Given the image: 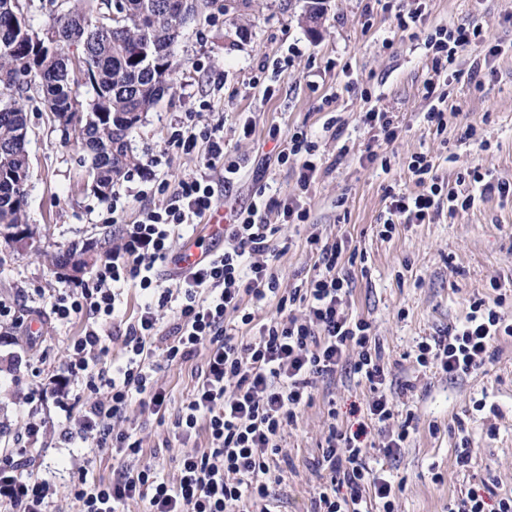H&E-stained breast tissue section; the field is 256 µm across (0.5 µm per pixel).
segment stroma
Returning <instances> with one entry per match:
<instances>
[{
    "instance_id": "obj_1",
    "label": "stroma",
    "mask_w": 512,
    "mask_h": 512,
    "mask_svg": "<svg viewBox=\"0 0 512 512\" xmlns=\"http://www.w3.org/2000/svg\"><path fill=\"white\" fill-rule=\"evenodd\" d=\"M305 5L251 0L227 16L203 11L173 45L171 88L131 131L130 146L142 168L173 187L196 174L204 156L200 150L166 151L175 127L187 120L223 125L224 160L241 170L218 203L241 206L261 186L281 201L298 196L297 166L277 162L272 148L296 128L316 133L321 168L303 199L308 219L283 226L290 248L276 270L281 290L305 284L314 273L316 257L306 244L314 232L347 238L363 255L346 268L354 288L350 311L370 322L393 380L395 419L389 428L405 421L410 431L404 448L390 456L384 435H374L367 463L392 476L394 512H448L452 497L483 482L512 496V337L493 344L487 372L467 378L451 380L415 362L422 338L446 335L465 318L470 301L493 298L491 281L512 290V197L485 195L454 217L443 205L430 223L397 225L388 239L378 234L387 217V190H417L408 168L414 154L431 157L439 176L451 183L475 168L487 181L512 183V0H428L425 24L410 33L398 29L380 0H325L322 24L313 33L303 20ZM470 23L482 25L487 40L461 52L449 70L453 112L439 135L423 121L429 102L422 87L431 74L424 40L433 26ZM493 45L501 46V55L490 57L478 80H470L473 61L488 57ZM372 105L392 113L395 140L385 141L380 129L360 122V113ZM26 113L31 236L18 247L0 238V303L21 323L10 343H0V449L14 447L27 423L37 424L31 472L46 481L52 512H72V473L86 467L108 479L112 457L67 447L62 411L49 401L30 404L33 390L47 382L69 338L82 328L78 322L59 326L49 296L90 279L50 268L42 254L89 247L105 261L106 239L117 235L118 224L134 222L144 205L163 197H141L144 183L126 176L116 185L125 209L112 213L111 200L91 190L76 139H63L40 100L29 102ZM249 118L255 132L246 138L242 126ZM331 118L336 129L328 132L324 125ZM470 128L476 131L471 138L465 135ZM371 152L376 162H368ZM370 397L367 386L347 376L317 382L312 404L281 442L284 481L270 491L271 512H308L320 482L317 462L329 405L345 416L365 408ZM478 400L483 410H474ZM135 418L145 458L155 459L167 477L176 476V460L187 447L207 445L203 434L181 443L150 413ZM464 434L470 463L462 467L456 450Z\"/></svg>"
}]
</instances>
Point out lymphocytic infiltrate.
<instances>
[{
	"label": "lymphocytic infiltrate",
	"mask_w": 512,
	"mask_h": 512,
	"mask_svg": "<svg viewBox=\"0 0 512 512\" xmlns=\"http://www.w3.org/2000/svg\"><path fill=\"white\" fill-rule=\"evenodd\" d=\"M481 25L434 27L425 40L431 53V77L423 95L432 106L423 115L436 133L447 128L448 95L439 80L454 66L460 52L485 42ZM204 146V164L183 179L158 206L143 208L139 219L122 227L121 243L80 288H62L51 296V311L60 325L82 320L83 329L67 347L66 359L39 398H61L73 389L82 404L62 402L66 425L63 439L111 454L113 474L105 482L80 473L70 486L76 512H129L133 503L143 512H255L283 481L276 458L287 428L295 426L313 401L317 382L349 371L368 385L372 397L367 419L357 427L329 424L319 466L322 481L309 512H394L392 481L376 475L365 461L369 427L394 417L392 380L382 361L370 323L349 311L353 286L342 274L343 263H355L356 253L344 242L311 234L307 243L316 254L315 273L306 287L281 291L275 263L288 249L281 227L269 223L274 201L256 192L242 207L230 208L224 219V243L174 282L162 269L172 262L174 240H189L198 219L217 211L212 172L223 165L224 185L240 172L224 161V137L219 127L182 124L168 141L169 150L191 154ZM318 142L295 131L280 151L300 169V189L308 191L318 172ZM417 192L392 195L380 235L391 238L397 225L422 224L440 204L450 214L473 208L476 194L451 186L425 154L408 165ZM139 287L141 304L133 319L122 312V291ZM506 299L471 301L460 325L447 335L422 341L415 361L425 369L459 379L491 362L490 349L502 337H512L497 308ZM275 301L255 336L242 339L225 323L234 314L241 325L254 324L249 304ZM171 311V324L161 322ZM119 350H112V342ZM180 364L201 358L197 381L176 415H169L171 395L158 376L160 364ZM149 410L168 421L175 437L189 441L206 432L208 445L182 453L175 479L158 466L142 461L132 408ZM38 427L26 430V445L15 457L0 462V507L5 512H49L47 486L25 469L32 462Z\"/></svg>",
	"instance_id": "lymphocytic-infiltrate-1"
}]
</instances>
